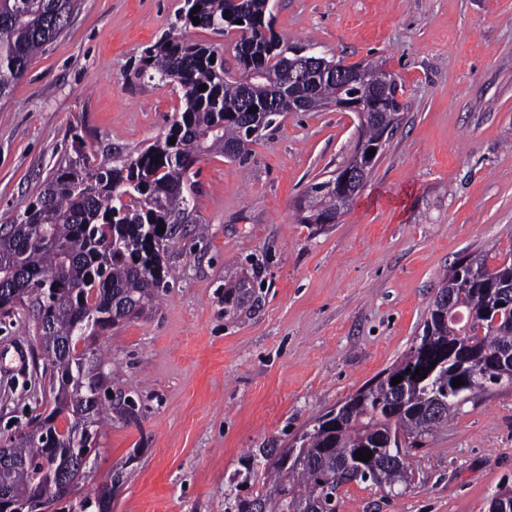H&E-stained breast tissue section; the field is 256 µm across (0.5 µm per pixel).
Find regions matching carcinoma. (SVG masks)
<instances>
[{"label":"carcinoma","instance_id":"1","mask_svg":"<svg viewBox=\"0 0 512 512\" xmlns=\"http://www.w3.org/2000/svg\"><path fill=\"white\" fill-rule=\"evenodd\" d=\"M266 2L184 0L178 20L187 27L194 16L199 28L219 35L237 31L234 57L241 73L257 76V105L272 95L281 116L288 111V89L276 81L288 47L273 29ZM73 6L74 0H0L1 100L25 75L34 53L61 33ZM140 63L149 79L182 93L165 137L99 162L83 137L74 135V157L50 174L23 213L0 224V281L16 283L0 291V309L22 308L31 315L35 347L47 359L41 379L53 398L51 412L33 418L47 439L15 433L0 448V456L11 461L9 470L0 471V486L19 494L27 512H43L76 491L93 467L83 461V449L95 447L112 415L130 416L126 397L101 394L106 375L96 342L104 331L144 317L169 288L162 257L196 209L188 171L205 156L243 162L250 153L244 82L224 67L222 48L169 34L145 48ZM373 94L370 84L345 86L320 76L311 82L309 110L336 97L366 102ZM386 99L387 111L363 125L367 146L398 127L397 87ZM320 186L315 182L304 190L300 223L324 221L339 206L350 209L349 187L330 193ZM487 282L512 283L511 256L496 267L480 255L455 263L440 282L452 294L450 306L429 309L420 342L348 398L347 414L317 420L302 432L294 454L284 450L266 461L262 489L235 497L233 512H338L341 487L353 482L371 483L392 496L405 491L404 458L472 395L492 386L477 370L481 357L512 351V308L489 306ZM251 293L249 280L228 276L224 309L239 308ZM431 338L470 351L472 367L431 366L421 355ZM418 368L429 369L427 376L416 375ZM397 376L404 389L399 398L391 396L389 385ZM458 377L462 385L452 386ZM359 450L371 451L372 458L356 459ZM123 478L124 467L114 468L109 485L81 499L89 503L81 512H112L113 492Z\"/></svg>","mask_w":512,"mask_h":512}]
</instances>
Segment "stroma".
Here are the masks:
<instances>
[{"label": "stroma", "mask_w": 512, "mask_h": 512, "mask_svg": "<svg viewBox=\"0 0 512 512\" xmlns=\"http://www.w3.org/2000/svg\"><path fill=\"white\" fill-rule=\"evenodd\" d=\"M182 4L77 0L0 102V224L68 160L72 134L109 155L167 133L179 95L138 65ZM272 15L292 49L381 63L401 121L335 224L299 223L297 208L352 150L354 113L289 112L247 163H195L192 221L206 234L187 231L167 253L169 291L104 338V371L138 420L113 419L80 491L126 465L112 512H228L258 490L246 467L261 449L287 447L418 343L448 267L512 251V0H273ZM228 273L253 288L231 314ZM33 334L26 311L0 314V440L51 406ZM408 466L401 495L354 482L339 512H487L512 484V388L464 404Z\"/></svg>", "instance_id": "35a3bbf8"}]
</instances>
